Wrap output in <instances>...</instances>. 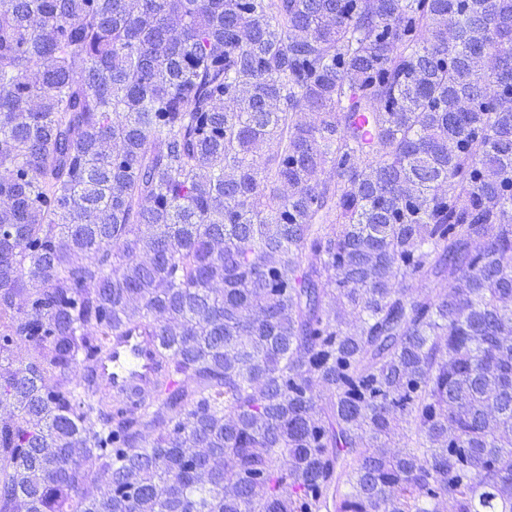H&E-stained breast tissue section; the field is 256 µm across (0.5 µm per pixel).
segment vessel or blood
I'll list each match as a JSON object with an SVG mask.
<instances>
[{
  "mask_svg": "<svg viewBox=\"0 0 512 512\" xmlns=\"http://www.w3.org/2000/svg\"><path fill=\"white\" fill-rule=\"evenodd\" d=\"M154 346L139 336H122L97 361L95 368L100 381L112 390L120 391L135 385L141 391L153 387Z\"/></svg>",
  "mask_w": 512,
  "mask_h": 512,
  "instance_id": "obj_1",
  "label": "vessel or blood"
}]
</instances>
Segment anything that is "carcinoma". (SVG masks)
Returning <instances> with one entry per match:
<instances>
[{
	"instance_id": "carcinoma-1",
	"label": "carcinoma",
	"mask_w": 512,
	"mask_h": 512,
	"mask_svg": "<svg viewBox=\"0 0 512 512\" xmlns=\"http://www.w3.org/2000/svg\"><path fill=\"white\" fill-rule=\"evenodd\" d=\"M0 200V512H512V0H0ZM153 351V344L142 336H119L97 361L96 374L113 391L136 385L148 392L153 387Z\"/></svg>"
}]
</instances>
